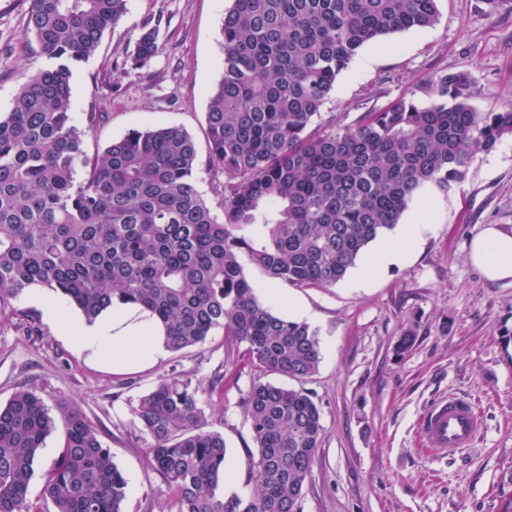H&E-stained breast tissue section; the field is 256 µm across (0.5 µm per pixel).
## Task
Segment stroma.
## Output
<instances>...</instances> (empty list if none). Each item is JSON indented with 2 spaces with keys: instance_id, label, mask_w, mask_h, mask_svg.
<instances>
[{
  "instance_id": "1",
  "label": "stroma",
  "mask_w": 512,
  "mask_h": 512,
  "mask_svg": "<svg viewBox=\"0 0 512 512\" xmlns=\"http://www.w3.org/2000/svg\"><path fill=\"white\" fill-rule=\"evenodd\" d=\"M231 0H127L122 22L98 50L76 63L71 78L76 125L100 112L104 121L85 143L104 149L131 130L179 126L206 153L209 97L223 72L221 31ZM29 0H0V114L47 58L23 31ZM439 22L365 45L337 79L314 127L353 124L368 108L401 95L429 102L440 72H469L480 112L512 108V0L490 9L484 0H438ZM161 18L160 51L144 69L128 61L143 23ZM434 209L435 226L410 245L405 259L371 274L363 287H275V313L307 322L318 333L322 360L300 381L318 403L324 438L304 487L303 512H503L512 501V280L492 282L468 259L472 238L492 224L512 225V136L476 153L461 181L442 192L426 185L407 211ZM0 327V403L20 387L47 403L75 401L100 432L114 463L135 481L124 512H167L168 492L150 466V436L132 408L159 380L192 379L223 394L205 413L224 434L233 479L220 493H246L256 454L242 399L262 375L245 345L223 331L206 343L168 352L155 365L112 372L88 361L55 334L28 297ZM415 342L399 352L405 331ZM468 397L482 420L474 445L456 458L434 456L417 419L436 398Z\"/></svg>"
}]
</instances>
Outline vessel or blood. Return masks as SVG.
<instances>
[{
    "label": "vessel or blood",
    "instance_id": "b4317fda",
    "mask_svg": "<svg viewBox=\"0 0 512 512\" xmlns=\"http://www.w3.org/2000/svg\"><path fill=\"white\" fill-rule=\"evenodd\" d=\"M479 426L474 405L455 396L435 399L417 423L418 434L427 446L450 458L471 447Z\"/></svg>",
    "mask_w": 512,
    "mask_h": 512
}]
</instances>
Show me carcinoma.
I'll return each instance as SVG.
<instances>
[{
    "label": "carcinoma",
    "mask_w": 512,
    "mask_h": 512,
    "mask_svg": "<svg viewBox=\"0 0 512 512\" xmlns=\"http://www.w3.org/2000/svg\"><path fill=\"white\" fill-rule=\"evenodd\" d=\"M125 14L126 0H31L26 12L24 37L50 64L0 116V324L39 285L88 321L115 300L140 305L173 351L221 329L262 372L313 375L316 331L257 298L241 254L273 280L335 285L399 223L420 185L448 191L475 152L512 135V108L476 111L470 73L441 72L429 103L401 95L320 132L313 119L363 46L434 27L438 0H232L206 159L175 126L133 130L90 155L100 113L73 123L72 68ZM161 22L145 23L135 68L159 52ZM203 164L224 174L220 215L198 192ZM217 389L162 379L132 409L170 512H303L324 436L319 405L304 389L254 381L243 400L257 448L250 492L221 496L227 449L203 400ZM59 429L64 446L43 474L48 512H123L127 481L98 429L28 388L0 404V512H34L38 453Z\"/></svg>",
    "instance_id": "1"
}]
</instances>
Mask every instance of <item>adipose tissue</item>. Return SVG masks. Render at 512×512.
<instances>
[{"label": "adipose tissue", "mask_w": 512, "mask_h": 512, "mask_svg": "<svg viewBox=\"0 0 512 512\" xmlns=\"http://www.w3.org/2000/svg\"><path fill=\"white\" fill-rule=\"evenodd\" d=\"M469 259L491 281L512 279V226L490 225L472 240ZM56 335L69 339L94 364L113 371L149 367L167 351L156 319L138 305L113 303L94 321L76 319L50 297H37Z\"/></svg>", "instance_id": "1"}]
</instances>
